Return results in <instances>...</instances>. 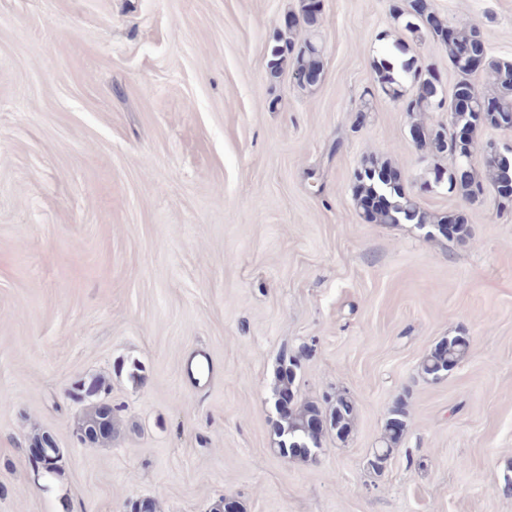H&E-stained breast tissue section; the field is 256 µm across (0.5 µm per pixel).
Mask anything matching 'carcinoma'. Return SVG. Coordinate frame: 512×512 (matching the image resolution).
Instances as JSON below:
<instances>
[{"mask_svg":"<svg viewBox=\"0 0 512 512\" xmlns=\"http://www.w3.org/2000/svg\"><path fill=\"white\" fill-rule=\"evenodd\" d=\"M393 19L404 22L405 29L420 38L430 35L448 50V65L457 77L454 93L463 95L468 109L449 113L448 122L426 127L419 122L411 127L420 130L418 147L444 155L450 159L447 167L437 166L431 172L429 183L438 187L445 185L450 194H455L474 204L482 195L484 184L491 185L498 193V206L512 210V192L503 193L501 187L512 185V148L506 147L495 156L487 157L482 172H476L472 161L477 153L483 152L489 141L481 139L486 130H501L512 126V60L494 58L488 54L481 26L433 24L426 28L421 24L425 16L423 0H400L392 5ZM297 24L287 22L277 34L276 45L270 50L268 68L278 73L286 62L292 63L294 78L302 87L312 86L321 77V50L314 42L305 40L296 44L294 34ZM477 52L484 59L482 68L486 72L491 91H485L472 80L473 70L468 56ZM440 84L439 75L429 70L419 81L416 96L403 99L400 83L395 74L394 64L385 59L377 77V88L391 101L401 103V110L415 117L421 112H437L442 109L440 96L433 95V85ZM391 163L377 156H369L353 173V199L362 209L364 220L375 224H415L433 236L441 227L454 226L456 238L468 235L466 218L459 213H435L422 211L413 195L402 181L394 179ZM469 339L465 336H451L442 339L429 351L422 364L423 374L432 381L443 378L467 355ZM299 367L291 362L281 364L277 372L275 392L281 393L295 386ZM106 381L93 377L75 384L74 392L80 398L93 397L105 390ZM329 410L313 402L303 405L291 403L288 413H278L273 421L277 437V450L285 458L308 460L322 449V438L310 431V420L315 416H327L340 421L336 439L347 440L354 421V404L347 394L339 393L328 401ZM406 416L403 405H398L389 414L381 448L367 460V466L374 473L382 472L384 464L400 441V434L392 428V419ZM76 428L84 434L83 443L106 444L115 433L112 408L94 405L78 419Z\"/></svg>","mask_w":512,"mask_h":512,"instance_id":"carcinoma-1","label":"carcinoma"}]
</instances>
